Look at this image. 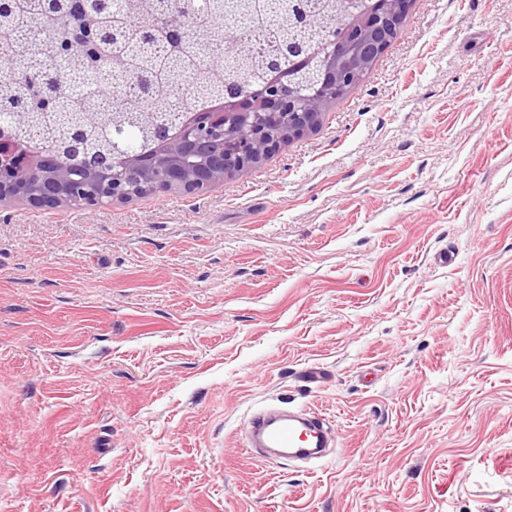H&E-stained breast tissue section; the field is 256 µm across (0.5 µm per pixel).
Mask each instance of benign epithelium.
<instances>
[{
    "label": "benign epithelium",
    "mask_w": 512,
    "mask_h": 512,
    "mask_svg": "<svg viewBox=\"0 0 512 512\" xmlns=\"http://www.w3.org/2000/svg\"><path fill=\"white\" fill-rule=\"evenodd\" d=\"M43 12L70 23L55 38L50 72L38 77L42 94L33 104H3L0 123V204L20 200L34 208H74L91 213L157 191L207 194L224 177L243 173L283 143L314 130L331 97L360 84L377 57L397 37L411 0H338L331 16L336 38L308 53L278 61L280 81L258 94L233 90L208 95L222 107L180 112L159 128L144 151L122 148L118 136L91 134L99 117L66 112L64 100L83 95L90 81L108 84L113 65L98 60L93 69L72 72L81 52L97 53L98 31L82 20L88 12L140 15V0H41ZM170 35L185 40L198 0H167Z\"/></svg>",
    "instance_id": "7a95c632"
}]
</instances>
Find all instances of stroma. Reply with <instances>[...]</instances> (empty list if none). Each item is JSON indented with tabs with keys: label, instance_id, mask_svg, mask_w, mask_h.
Returning <instances> with one entry per match:
<instances>
[{
	"label": "stroma",
	"instance_id": "stroma-1",
	"mask_svg": "<svg viewBox=\"0 0 512 512\" xmlns=\"http://www.w3.org/2000/svg\"><path fill=\"white\" fill-rule=\"evenodd\" d=\"M280 401L327 457L245 451ZM0 512H512V0L210 194L0 207Z\"/></svg>",
	"mask_w": 512,
	"mask_h": 512
}]
</instances>
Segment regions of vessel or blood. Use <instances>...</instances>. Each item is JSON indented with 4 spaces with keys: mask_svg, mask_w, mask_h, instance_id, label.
Segmentation results:
<instances>
[{
    "mask_svg": "<svg viewBox=\"0 0 512 512\" xmlns=\"http://www.w3.org/2000/svg\"><path fill=\"white\" fill-rule=\"evenodd\" d=\"M334 441L322 418L303 412L262 409L250 416L243 443L249 448H277L292 457H317Z\"/></svg>",
    "mask_w": 512,
    "mask_h": 512,
    "instance_id": "obj_1",
    "label": "vessel or blood"
}]
</instances>
